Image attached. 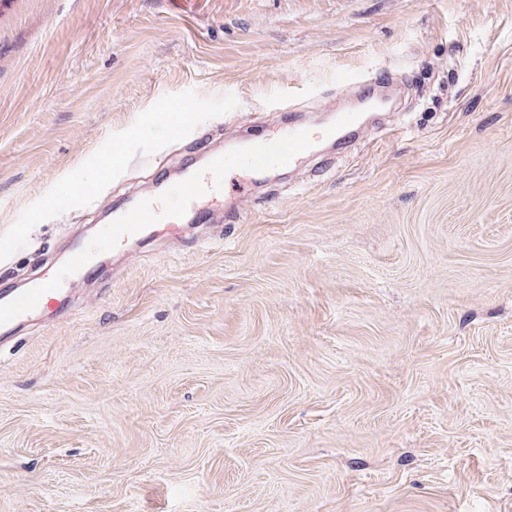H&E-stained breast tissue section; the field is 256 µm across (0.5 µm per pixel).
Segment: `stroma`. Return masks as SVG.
Instances as JSON below:
<instances>
[{"instance_id": "35a3bbf8", "label": "stroma", "mask_w": 512, "mask_h": 512, "mask_svg": "<svg viewBox=\"0 0 512 512\" xmlns=\"http://www.w3.org/2000/svg\"><path fill=\"white\" fill-rule=\"evenodd\" d=\"M358 78L398 111L228 171L240 223L95 249ZM73 235L0 345V512H512V0H0V288ZM88 262V250L80 246L72 252L69 264L48 270L31 288L19 292L0 290V331L37 320L51 300H59L67 293L75 275Z\"/></svg>"}]
</instances>
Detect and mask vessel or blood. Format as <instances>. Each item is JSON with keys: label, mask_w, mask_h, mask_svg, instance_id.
<instances>
[{"label": "vessel or blood", "mask_w": 512, "mask_h": 512, "mask_svg": "<svg viewBox=\"0 0 512 512\" xmlns=\"http://www.w3.org/2000/svg\"><path fill=\"white\" fill-rule=\"evenodd\" d=\"M314 143V134L299 126L253 134L242 150L212 154L204 170L193 171L168 187L166 208L146 201L134 211L111 214L99 233L98 244L112 249L150 227H161L174 235L187 219L238 222V210L224 204L225 171L257 174L276 165H287L310 152ZM88 262V251L81 246L73 251L69 264L48 270L31 288L19 292L0 290V329L37 320L47 300L61 299Z\"/></svg>", "instance_id": "1"}]
</instances>
